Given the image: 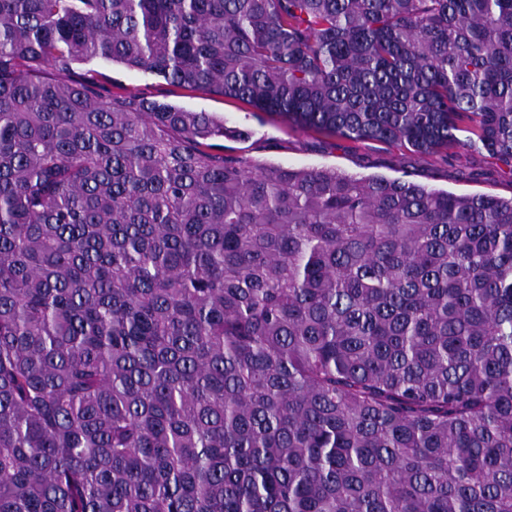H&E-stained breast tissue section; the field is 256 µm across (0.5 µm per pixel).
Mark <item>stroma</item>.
<instances>
[{"mask_svg": "<svg viewBox=\"0 0 512 512\" xmlns=\"http://www.w3.org/2000/svg\"><path fill=\"white\" fill-rule=\"evenodd\" d=\"M65 79H94L113 94L169 103L206 112L227 125L247 130L244 141H225L224 151L255 164L291 168H333L361 177L408 179L457 194L512 197V171L485 151L452 148L431 155L385 143H354L337 135L307 131L275 113L254 109L245 101L207 90L171 84L153 73L96 59L73 64Z\"/></svg>", "mask_w": 512, "mask_h": 512, "instance_id": "obj_1", "label": "stroma"}]
</instances>
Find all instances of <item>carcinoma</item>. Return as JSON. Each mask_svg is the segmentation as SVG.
I'll use <instances>...</instances> for the list:
<instances>
[{"label": "carcinoma", "instance_id": "1", "mask_svg": "<svg viewBox=\"0 0 512 512\" xmlns=\"http://www.w3.org/2000/svg\"><path fill=\"white\" fill-rule=\"evenodd\" d=\"M93 58L512 172V0H0V512H512V198L44 75Z\"/></svg>", "mask_w": 512, "mask_h": 512}]
</instances>
